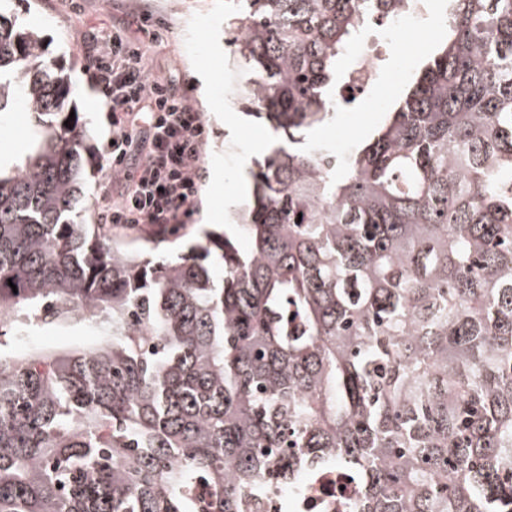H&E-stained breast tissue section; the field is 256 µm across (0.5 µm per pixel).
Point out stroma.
Masks as SVG:
<instances>
[{"label":"stroma","mask_w":512,"mask_h":512,"mask_svg":"<svg viewBox=\"0 0 512 512\" xmlns=\"http://www.w3.org/2000/svg\"><path fill=\"white\" fill-rule=\"evenodd\" d=\"M426 27L401 34L405 52L395 51L390 44L387 25L368 22L367 40L354 43L340 62L350 67L365 46H373L381 56L376 83L354 102L337 112L327 124L311 130L309 144L325 147L344 166L356 147L371 135L386 116L391 104L399 99L405 86L423 58L432 51L441 29L445 6L442 0H428ZM195 19V36L183 42L170 14L158 11L166 26L162 41L146 46V57L152 74L171 77L177 84L188 86L192 107L203 116L208 135L201 147L203 172L200 191L195 198L193 216L182 225L177 235L185 240L196 235L203 221L224 225L239 247L247 239L237 225L228 221L229 208L241 204L242 187L214 180V164L225 171L236 172L252 140L269 136L263 123L246 116L234 100V94L245 80L244 71L233 62V51L224 33V0H181ZM0 13L26 22L38 20V32L48 59L67 69L76 91L75 102L80 119L90 122L93 153L87 165L86 203L83 223L97 224L106 206L112 202L108 169V141L112 136V114L104 98L90 83L86 65L90 56L101 48L102 36L121 31L139 37L138 17L141 9L135 0H0ZM32 126L30 111L22 105L0 114V164L9 166L28 145ZM95 329L74 325L48 327L25 337L17 344L22 352L68 351L98 343Z\"/></svg>","instance_id":"1"}]
</instances>
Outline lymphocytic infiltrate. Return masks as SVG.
<instances>
[{
    "instance_id": "1",
    "label": "lymphocytic infiltrate",
    "mask_w": 512,
    "mask_h": 512,
    "mask_svg": "<svg viewBox=\"0 0 512 512\" xmlns=\"http://www.w3.org/2000/svg\"><path fill=\"white\" fill-rule=\"evenodd\" d=\"M89 72L112 112L110 169L122 186L104 212L110 224H150L172 231L187 223L202 179L206 128L183 87L150 78L142 45L116 31ZM142 161L129 166L133 150Z\"/></svg>"
}]
</instances>
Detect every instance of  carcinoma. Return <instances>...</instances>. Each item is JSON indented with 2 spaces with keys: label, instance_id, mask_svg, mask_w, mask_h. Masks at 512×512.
I'll list each match as a JSON object with an SVG mask.
<instances>
[{
  "label": "carcinoma",
  "instance_id": "cac0c4a2",
  "mask_svg": "<svg viewBox=\"0 0 512 512\" xmlns=\"http://www.w3.org/2000/svg\"><path fill=\"white\" fill-rule=\"evenodd\" d=\"M405 0H228L238 101L275 141L233 223L152 261L81 222L87 123L66 70L0 13V512H242L296 459L353 512H512V0L448 34L345 168L305 132L348 102L336 59ZM16 288H11V285ZM87 323L103 339L14 353ZM32 126L30 111L23 105L15 106L0 117V161L9 166L21 156L28 145Z\"/></svg>",
  "mask_w": 512,
  "mask_h": 512
}]
</instances>
